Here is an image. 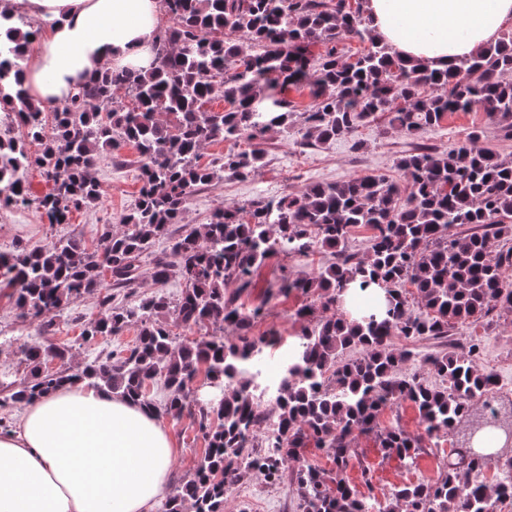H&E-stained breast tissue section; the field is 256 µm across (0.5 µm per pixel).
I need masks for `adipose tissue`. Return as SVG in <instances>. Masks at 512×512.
Returning a JSON list of instances; mask_svg holds the SVG:
<instances>
[{"label": "adipose tissue", "instance_id": "1", "mask_svg": "<svg viewBox=\"0 0 512 512\" xmlns=\"http://www.w3.org/2000/svg\"><path fill=\"white\" fill-rule=\"evenodd\" d=\"M42 24L23 80L54 106L107 68H148L158 0H0ZM401 57L442 71L496 40L512 0H367ZM176 450L160 417L77 382L28 403L0 429V512H151Z\"/></svg>", "mask_w": 512, "mask_h": 512}]
</instances>
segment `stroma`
Masks as SVG:
<instances>
[{
  "instance_id": "obj_1",
  "label": "stroma",
  "mask_w": 512,
  "mask_h": 512,
  "mask_svg": "<svg viewBox=\"0 0 512 512\" xmlns=\"http://www.w3.org/2000/svg\"><path fill=\"white\" fill-rule=\"evenodd\" d=\"M481 131L484 146L501 156L512 159V137L502 126L492 123L482 108L467 112H451L440 126L410 135L390 123V115L378 113L374 120L363 123L351 135L328 142H304L303 123L295 121L292 128L268 131L254 143L261 149L263 159L253 175L240 179L233 175L211 185L201 187L190 197L182 224L171 227L172 234H180L183 226L202 227L219 208L243 206L255 201L268 202L286 194L297 193L313 184L340 183L363 175H383L396 183H404L399 167L402 157L425 144L436 153L454 150L469 132ZM101 187L97 202L73 212L70 223L52 224L35 208L0 210V251L18 248L34 249L59 238L79 237L87 243H97L105 227L120 229L122 217L134 208L141 187L140 162L135 149L124 147L119 152L102 153L92 171ZM167 242H159L153 255L142 258L139 278L122 288L114 289L116 302L136 304L156 294L169 300L180 297L184 284L178 276H171L158 284L151 278L155 259H170ZM330 260L328 253L316 251L306 257L276 255L258 268L252 286L237 293L235 284H228L227 294H238L244 310L262 308L263 315L255 323L252 336L273 334L294 345L301 325L295 319L298 309L310 304V296L291 293L275 295L281 273L289 277L310 276ZM100 314L95 298L87 297L71 304L62 314L52 317L47 331L39 324L21 316L19 309L7 296L0 295V383L22 377L25 372L21 350L24 345L39 341L49 346H65L72 363L111 353L124 354L138 335L137 326H129L117 336L96 337L86 341L81 337L84 324ZM478 336L481 349L475 361L481 371L512 380V313L492 312L476 326L463 325L454 329L452 338L464 343L469 336ZM166 425L175 442L178 454L172 464L170 484L192 476L204 455L205 443L198 438L193 420L183 417L167 420ZM357 454L347 471L352 484H361L362 469H370L371 486L375 495L407 483L436 480L442 460L448 454L447 438H439L437 445L421 450L414 468H406L397 457H383L374 435L360 436L356 442ZM297 494L291 481L270 486L258 478L244 480L224 501V512H297Z\"/></svg>"
}]
</instances>
